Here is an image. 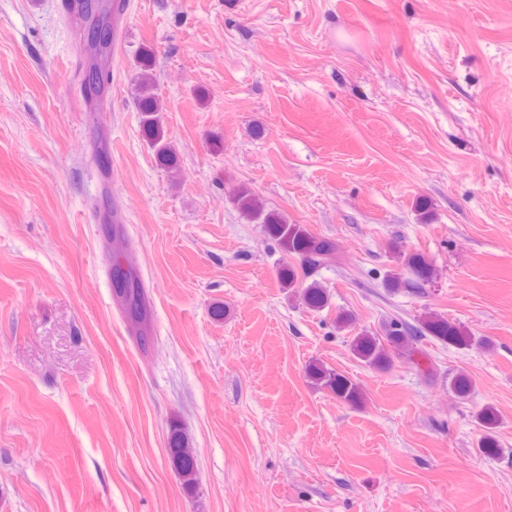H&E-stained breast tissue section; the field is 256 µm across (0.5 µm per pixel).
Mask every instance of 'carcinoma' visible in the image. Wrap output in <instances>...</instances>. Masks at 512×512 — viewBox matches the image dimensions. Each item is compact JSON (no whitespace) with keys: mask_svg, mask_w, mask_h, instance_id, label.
<instances>
[{"mask_svg":"<svg viewBox=\"0 0 512 512\" xmlns=\"http://www.w3.org/2000/svg\"><path fill=\"white\" fill-rule=\"evenodd\" d=\"M152 57L153 54L149 50L142 51L139 57L138 112L141 115L143 130L157 158L164 164H172L176 160L175 149L165 134L162 120L163 106L152 92L153 77L150 72ZM234 202L247 220L264 225L267 235L274 239L285 253L300 259L301 273L308 274L334 255L336 246L332 241L313 235L302 224L288 223L286 216L266 209L250 191L243 189L237 191ZM407 264L420 282L429 281L431 268L422 255H410ZM114 275L117 283L115 296L118 297L122 306L133 313H141L142 299L145 298V294L137 277L132 272L123 270L118 260L114 263ZM301 300L311 311L320 312L329 307V293L317 282H312L302 289ZM426 332L439 341L457 346H466L471 341V337L464 335L458 325L445 318L432 320L427 324ZM408 333L409 328L402 321L392 320L385 325L382 336L362 332L353 337L350 343L351 352L359 362L379 370L389 368L395 356L404 357L418 367L420 361L413 360L418 350L409 345ZM307 374L342 401L354 405L362 398L359 386L352 379L327 368L320 362L310 363ZM476 418L485 429V434L478 442V450L483 455L492 457L498 451L497 440L492 434V430L496 428L498 416L494 408L487 405L478 412ZM168 444L172 464L180 474L183 483L187 487L193 486L197 481L198 464L179 428L172 427Z\"/></svg>","mask_w":512,"mask_h":512,"instance_id":"cac0c4a2","label":"carcinoma"}]
</instances>
